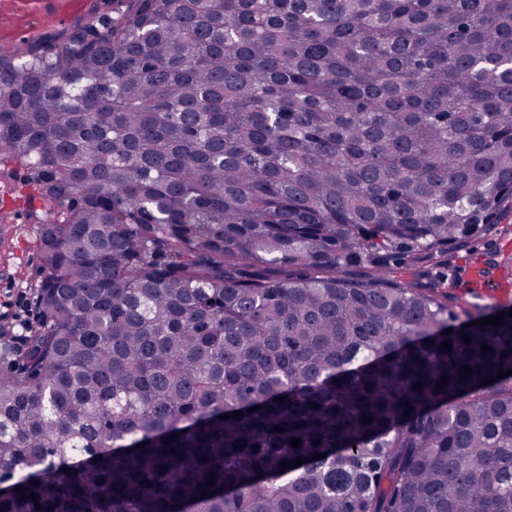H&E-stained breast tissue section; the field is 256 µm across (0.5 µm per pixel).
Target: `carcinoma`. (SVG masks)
Instances as JSON below:
<instances>
[{"instance_id":"1","label":"carcinoma","mask_w":512,"mask_h":512,"mask_svg":"<svg viewBox=\"0 0 512 512\" xmlns=\"http://www.w3.org/2000/svg\"><path fill=\"white\" fill-rule=\"evenodd\" d=\"M9 164L0 512H512V316L447 292L512 233V0H112L0 56ZM27 180V171L19 168L10 177L0 175V213L9 216L12 229L8 244H0V314L14 315L13 323L24 327L23 336L11 337L19 342L26 341L40 320L34 286L42 275V261L36 238L49 209Z\"/></svg>"}]
</instances>
